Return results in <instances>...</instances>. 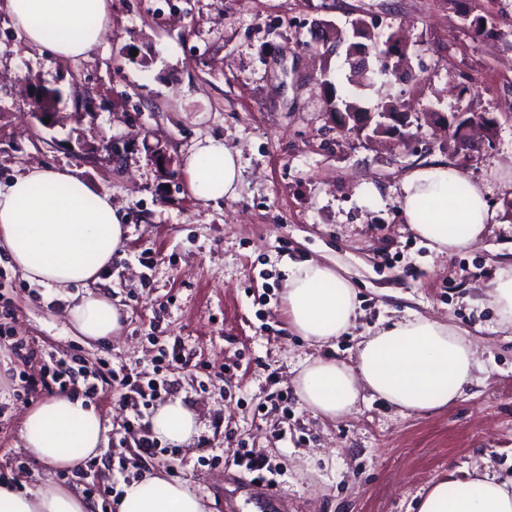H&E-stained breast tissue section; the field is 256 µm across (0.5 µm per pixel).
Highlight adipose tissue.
<instances>
[{"label":"adipose tissue","mask_w":512,"mask_h":512,"mask_svg":"<svg viewBox=\"0 0 512 512\" xmlns=\"http://www.w3.org/2000/svg\"><path fill=\"white\" fill-rule=\"evenodd\" d=\"M29 44L47 48L58 60L86 56L112 26L110 0H0ZM184 172L194 199L232 198L240 182L238 151L208 138L186 157ZM400 206L411 231L440 253L474 247L491 218L484 190L457 168L434 164L408 173ZM126 219L108 194L96 192L67 169L33 167L0 188V251L39 284L88 291L68 309L80 336L98 341L117 335L118 310L92 291L102 268L122 248ZM289 329L317 345L347 332L356 317L351 282L332 267L308 261L286 284ZM477 368L470 339L448 323L413 314L394 321L361 343L355 365L315 358L302 364L297 392L322 418L348 413L362 390L400 411L448 404L470 385ZM155 437L173 445L190 443L198 431L195 414L180 400L161 404L151 419ZM99 414L82 400L55 396L29 413L21 438L27 451L51 466L79 468L97 455ZM418 512H512V485L480 475L439 482L417 504ZM0 512H91L69 489L49 486L18 491L0 483ZM118 512H207L184 484L146 474L123 484Z\"/></svg>","instance_id":"adipose-tissue-1"}]
</instances>
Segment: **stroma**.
<instances>
[{
  "instance_id": "1",
  "label": "stroma",
  "mask_w": 512,
  "mask_h": 512,
  "mask_svg": "<svg viewBox=\"0 0 512 512\" xmlns=\"http://www.w3.org/2000/svg\"><path fill=\"white\" fill-rule=\"evenodd\" d=\"M466 7L494 36L472 38L448 0H112L111 30L75 61L27 44L0 11V187L34 166L68 168L107 192L128 228L95 285L120 309V335L77 336L66 309L84 287L31 282L0 254L8 324L46 351L90 368L105 359L144 380L163 352L189 360L163 373L198 434L143 469L186 483L207 512H253L238 492L255 477L235 464L246 452L277 469L286 512H415L444 478L512 480V326L487 295L512 264V0ZM357 20L407 46L413 81L375 86L359 102L372 112L403 95L405 143L336 128L325 79L347 73L336 42H353ZM28 74L67 94L62 123L30 117ZM460 85L471 112L498 120L493 139L465 155L448 128ZM87 95L95 108L75 113L73 98ZM207 138L240 153L236 197L200 202L187 189L185 158ZM433 162L483 185L492 212L483 239L448 256L411 232L398 202L402 178ZM307 260L356 292L354 327L321 346L289 331L282 307L293 264ZM409 313L468 331L480 369L458 398L403 413L367 392L336 420L302 402V363H355L367 336ZM13 366L0 346V470L18 469L19 489L59 485L94 512H116L118 446L133 411L114 396L94 402L102 448L63 474L24 449L30 406L13 396L22 386Z\"/></svg>"
}]
</instances>
